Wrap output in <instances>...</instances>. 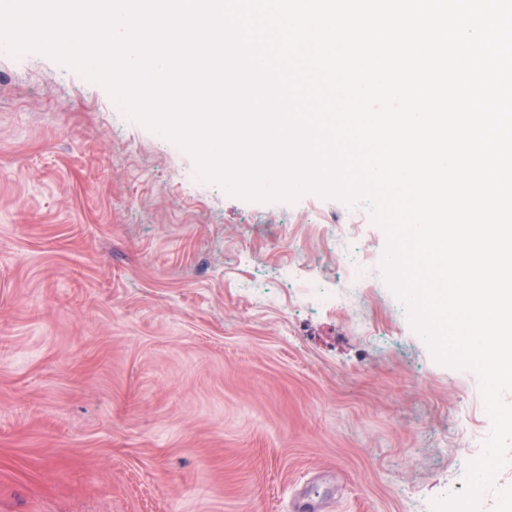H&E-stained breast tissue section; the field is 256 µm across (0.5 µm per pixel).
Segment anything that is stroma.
Listing matches in <instances>:
<instances>
[{"label": "stroma", "instance_id": "stroma-1", "mask_svg": "<svg viewBox=\"0 0 512 512\" xmlns=\"http://www.w3.org/2000/svg\"><path fill=\"white\" fill-rule=\"evenodd\" d=\"M197 169L75 67L0 56V512H434L492 422L369 207Z\"/></svg>", "mask_w": 512, "mask_h": 512}]
</instances>
